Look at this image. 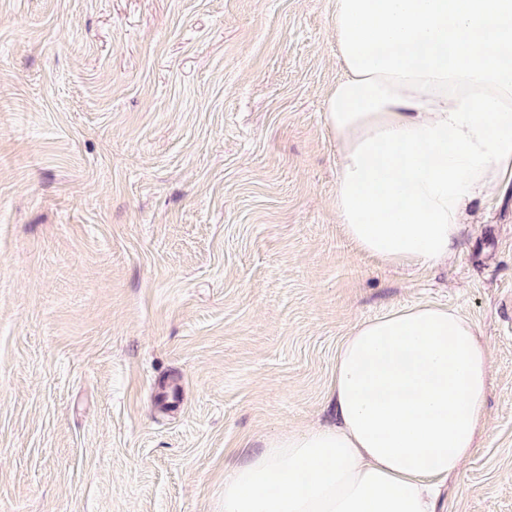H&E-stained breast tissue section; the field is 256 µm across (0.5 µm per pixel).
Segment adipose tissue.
<instances>
[{
	"mask_svg": "<svg viewBox=\"0 0 512 512\" xmlns=\"http://www.w3.org/2000/svg\"><path fill=\"white\" fill-rule=\"evenodd\" d=\"M324 103L335 209L358 251L438 264L476 198L512 181V0H336ZM489 353L457 312L362 322L333 370L337 424L288 432L224 476V512H435L470 454Z\"/></svg>",
	"mask_w": 512,
	"mask_h": 512,
	"instance_id": "obj_1",
	"label": "adipose tissue"
}]
</instances>
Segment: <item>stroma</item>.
<instances>
[{"label": "stroma", "mask_w": 512, "mask_h": 512, "mask_svg": "<svg viewBox=\"0 0 512 512\" xmlns=\"http://www.w3.org/2000/svg\"><path fill=\"white\" fill-rule=\"evenodd\" d=\"M334 0H0V512H223L335 423L343 339L424 304L490 352L440 512H512V184L441 265L358 252Z\"/></svg>", "instance_id": "1"}]
</instances>
